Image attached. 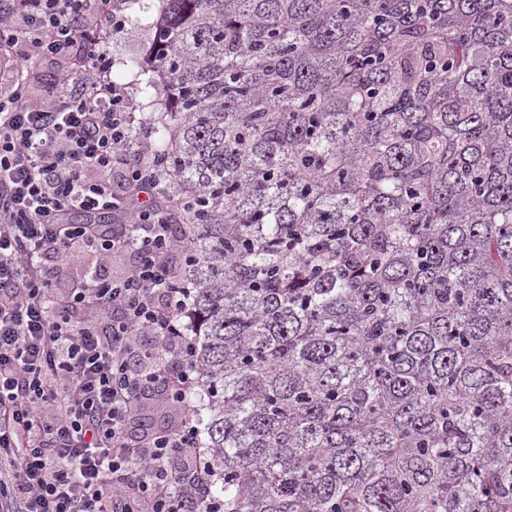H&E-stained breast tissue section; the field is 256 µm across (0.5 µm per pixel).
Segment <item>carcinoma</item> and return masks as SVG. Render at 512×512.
<instances>
[{
  "label": "carcinoma",
  "mask_w": 512,
  "mask_h": 512,
  "mask_svg": "<svg viewBox=\"0 0 512 512\" xmlns=\"http://www.w3.org/2000/svg\"><path fill=\"white\" fill-rule=\"evenodd\" d=\"M224 512H512V0H161Z\"/></svg>",
  "instance_id": "cac0c4a2"
}]
</instances>
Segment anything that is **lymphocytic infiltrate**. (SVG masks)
<instances>
[{"mask_svg":"<svg viewBox=\"0 0 512 512\" xmlns=\"http://www.w3.org/2000/svg\"><path fill=\"white\" fill-rule=\"evenodd\" d=\"M125 0H11L0 10V512H213L214 469L188 396L202 370L177 316L188 236L167 168L134 145V104L106 42ZM62 68L34 101L21 71ZM148 201H141V194ZM119 213L116 224L97 214ZM136 263L50 292L53 260ZM177 407L138 440L140 399Z\"/></svg>","mask_w":512,"mask_h":512,"instance_id":"f902f5d3","label":"lymphocytic infiltrate"}]
</instances>
